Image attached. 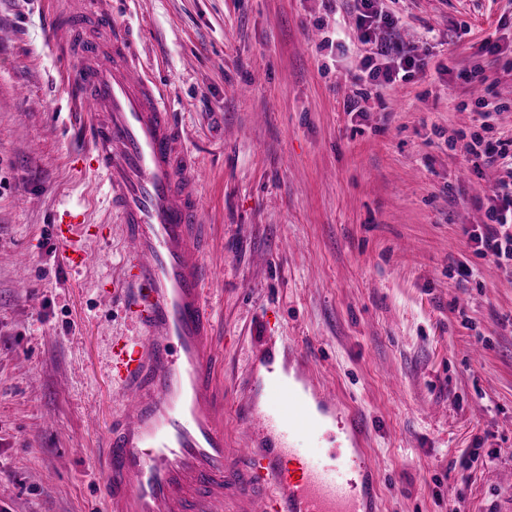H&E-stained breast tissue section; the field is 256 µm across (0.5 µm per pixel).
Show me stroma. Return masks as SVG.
<instances>
[{"label": "stroma", "instance_id": "35a3bbf8", "mask_svg": "<svg viewBox=\"0 0 512 512\" xmlns=\"http://www.w3.org/2000/svg\"><path fill=\"white\" fill-rule=\"evenodd\" d=\"M423 61L358 81L349 0H112L200 167L227 403L253 354L310 355L371 420L381 512H512V266L479 255L512 138V0H378ZM75 0H0V512H104L118 414L108 339L121 230L79 155L49 27ZM367 96L349 113L348 97ZM87 225L63 249V214Z\"/></svg>", "mask_w": 512, "mask_h": 512}]
</instances>
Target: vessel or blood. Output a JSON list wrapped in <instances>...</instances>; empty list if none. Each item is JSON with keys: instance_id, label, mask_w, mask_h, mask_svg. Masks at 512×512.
I'll use <instances>...</instances> for the list:
<instances>
[{"instance_id": "b4317fda", "label": "vessel or blood", "mask_w": 512, "mask_h": 512, "mask_svg": "<svg viewBox=\"0 0 512 512\" xmlns=\"http://www.w3.org/2000/svg\"><path fill=\"white\" fill-rule=\"evenodd\" d=\"M51 45L76 111L88 115V168L123 228V303L138 330L110 348L120 409L101 444L108 512H369V421L317 384L297 347L283 375L250 371L233 410L248 443L228 449L200 178L173 102L142 72L132 29L115 22L110 0H83ZM333 427L350 452L291 472V434Z\"/></svg>"}]
</instances>
